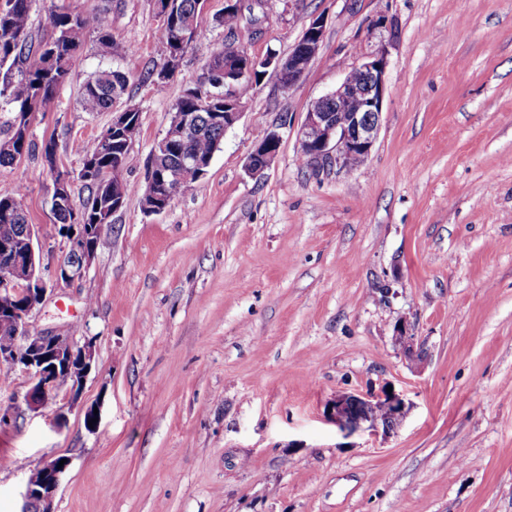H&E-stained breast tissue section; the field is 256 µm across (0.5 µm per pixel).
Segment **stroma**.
Here are the masks:
<instances>
[{"mask_svg":"<svg viewBox=\"0 0 512 512\" xmlns=\"http://www.w3.org/2000/svg\"><path fill=\"white\" fill-rule=\"evenodd\" d=\"M108 9L112 48L87 35L35 145L78 169L111 124L84 83L126 73L140 133L124 169L137 190L112 217L86 275L59 285L30 330L92 340L79 399L0 423V512H20L30 471L69 465L52 512H512V0H269L256 55L288 53L313 16L327 25L290 90L273 72L243 86L242 118L206 174L163 213H144L146 162L184 89L224 45L207 0L202 39L156 92L167 57L155 0H35L29 39L60 10ZM393 24L387 92L371 155L352 171L302 155L310 103L331 92ZM279 152L245 163L271 127ZM23 191L53 280L63 239L40 154L0 169ZM407 323L420 357L395 326ZM392 385L409 412L394 435L343 436L325 417L340 393ZM99 412L95 431L86 408Z\"/></svg>","mask_w":512,"mask_h":512,"instance_id":"obj_1","label":"stroma"}]
</instances>
